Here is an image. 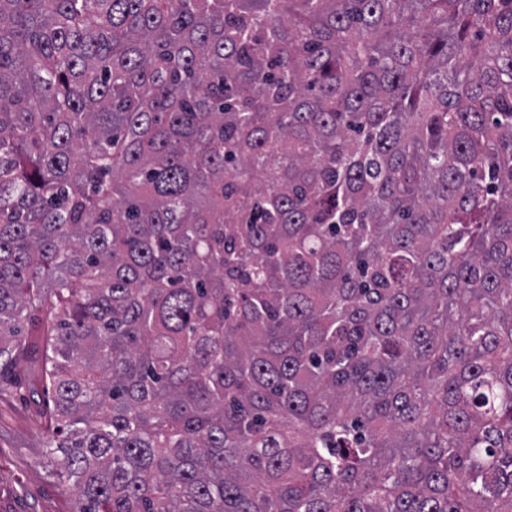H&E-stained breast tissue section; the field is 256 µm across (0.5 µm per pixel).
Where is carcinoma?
Listing matches in <instances>:
<instances>
[{"mask_svg": "<svg viewBox=\"0 0 512 512\" xmlns=\"http://www.w3.org/2000/svg\"><path fill=\"white\" fill-rule=\"evenodd\" d=\"M74 512H512V0H0V392Z\"/></svg>", "mask_w": 512, "mask_h": 512, "instance_id": "1", "label": "carcinoma"}]
</instances>
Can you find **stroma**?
Returning a JSON list of instances; mask_svg holds the SVG:
<instances>
[{
    "instance_id": "1",
    "label": "stroma",
    "mask_w": 512,
    "mask_h": 512,
    "mask_svg": "<svg viewBox=\"0 0 512 512\" xmlns=\"http://www.w3.org/2000/svg\"><path fill=\"white\" fill-rule=\"evenodd\" d=\"M25 371L0 393V512H71L69 482L52 478L42 457V391L30 375L45 361L43 337L27 339Z\"/></svg>"
}]
</instances>
